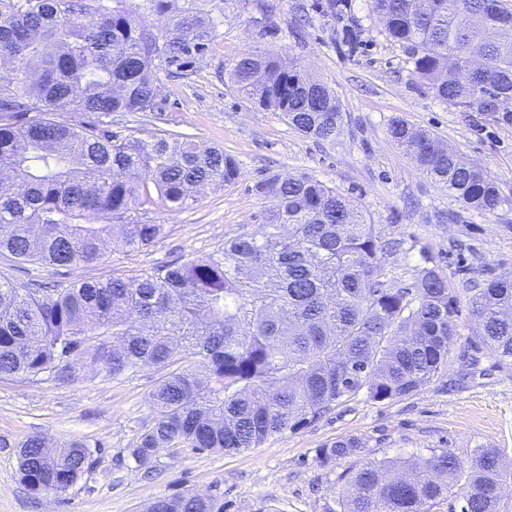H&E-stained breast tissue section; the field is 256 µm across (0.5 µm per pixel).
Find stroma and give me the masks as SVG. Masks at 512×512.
<instances>
[{"instance_id": "stroma-1", "label": "stroma", "mask_w": 512, "mask_h": 512, "mask_svg": "<svg viewBox=\"0 0 512 512\" xmlns=\"http://www.w3.org/2000/svg\"><path fill=\"white\" fill-rule=\"evenodd\" d=\"M327 0H172L174 12L200 13L212 23L207 53L187 71L159 63L162 112L152 127L217 145L239 165L235 184L207 188L179 212L155 208L164 227L138 250L108 247L92 266L55 269L0 256V280L66 283L131 277L181 264L223 248L225 240L258 231L269 199L256 185L272 174L305 173L361 205L380 236L399 242L385 264L387 284L410 286L426 253L442 255L448 282L468 303L471 287L493 275H512V125L434 97L414 70L412 51L392 40L370 0H348L342 12ZM248 51H276L301 59L339 98L344 124L332 142L308 138L279 113L238 94L230 81ZM401 118L438 137L481 166L509 203L495 213L465 209L447 189L423 175L391 137ZM447 371L415 394L375 401L366 392L320 419L270 437L238 453L163 449L149 470L129 456L154 419L149 394L162 372L142 370L106 380L82 368L59 384L23 376L0 379V512H145L159 498L207 493L224 512H324L340 490L347 462L320 466L324 444L355 436L368 460H418L435 449H498L504 474L496 512H512V370L499 366L462 311ZM477 356L475 373L462 359ZM44 436L51 448L74 440L92 450L91 465L65 501L34 497L18 476V445Z\"/></svg>"}]
</instances>
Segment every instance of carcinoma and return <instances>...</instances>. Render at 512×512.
<instances>
[{"mask_svg": "<svg viewBox=\"0 0 512 512\" xmlns=\"http://www.w3.org/2000/svg\"><path fill=\"white\" fill-rule=\"evenodd\" d=\"M488 0H371L387 34L413 51L415 72L436 97L512 125V8L504 0L477 24ZM167 64L185 68L204 55L210 24L180 14L157 34L141 14L100 0H24L0 10V49L14 59L0 83V254L18 261L79 267L114 243L153 244L163 225L153 207L181 211L209 185L239 177L224 151L157 129L114 131L102 116L147 113L159 92L152 40ZM483 65L461 78L452 61ZM234 89L278 112L301 134L332 142L341 132L335 92L297 60L247 53ZM59 112H81L73 125ZM390 134L419 169L464 208L493 213L509 203L478 165L403 119ZM256 190L275 200L261 230L212 254L134 277L75 281L21 290L0 282V379L18 375L68 383L90 360L104 379L147 367L164 371L149 394L153 425L130 456L148 465L161 448L237 452L295 430L364 390L375 401L411 396L448 369L459 335L458 297L423 255L410 288L383 280L394 244L361 208L309 175L273 174ZM474 335L512 369V277H492L470 300ZM28 437L19 478L28 491L66 495L90 466L75 440L45 450ZM363 442L339 438L316 450L326 467L361 455ZM501 454L478 448L462 457L434 450L415 464L367 461L340 473L345 489L325 512H423L460 487L466 512H495ZM147 512H224L193 495L159 498Z\"/></svg>", "mask_w": 512, "mask_h": 512, "instance_id": "obj_1", "label": "carcinoma"}]
</instances>
